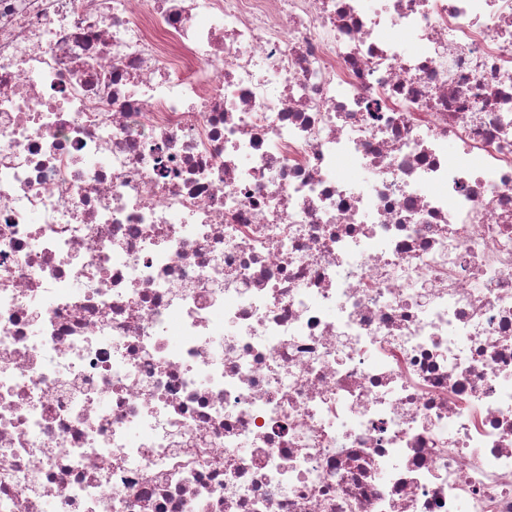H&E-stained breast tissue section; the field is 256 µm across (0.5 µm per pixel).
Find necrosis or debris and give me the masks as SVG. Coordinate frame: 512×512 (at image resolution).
<instances>
[{
    "instance_id": "1",
    "label": "necrosis or debris",
    "mask_w": 512,
    "mask_h": 512,
    "mask_svg": "<svg viewBox=\"0 0 512 512\" xmlns=\"http://www.w3.org/2000/svg\"><path fill=\"white\" fill-rule=\"evenodd\" d=\"M0 512H512V0H0Z\"/></svg>"
}]
</instances>
